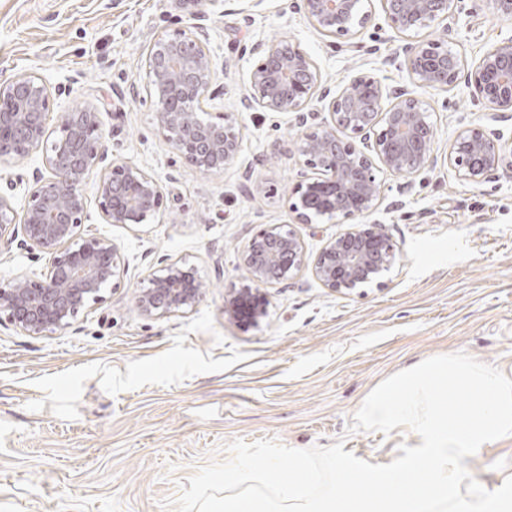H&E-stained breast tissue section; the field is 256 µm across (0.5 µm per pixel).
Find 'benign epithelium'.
<instances>
[{
    "instance_id": "7a95c632",
    "label": "benign epithelium",
    "mask_w": 512,
    "mask_h": 512,
    "mask_svg": "<svg viewBox=\"0 0 512 512\" xmlns=\"http://www.w3.org/2000/svg\"><path fill=\"white\" fill-rule=\"evenodd\" d=\"M398 33L411 37L457 9L458 0H379ZM321 36L336 44L351 40L371 23L363 0H293ZM196 23L160 37L146 60L150 85L158 94L155 120L167 133L184 165L218 171L241 151L228 117L204 120L197 109L210 96L214 80L205 48L204 13H191ZM260 62L250 75L242 103L267 112L312 111V100L328 114L324 125L297 143L311 173L292 194L289 209L297 223L311 224L329 216L348 224L326 242L312 262V275L331 292L350 294L380 279L397 260V250L380 224L365 219L381 198L377 173L407 177L438 162L429 110L404 86L389 87L365 73L354 75L336 92L321 85L313 57L290 40L258 45ZM452 51L436 40H416L405 47L403 65L413 85L435 90L456 86L460 67ZM470 87L490 112H512V41L500 44L475 64ZM0 162L43 149L44 170L28 185L21 219L12 197L0 193V246L17 244L37 251L46 271L37 279L18 276L0 282V320L31 336L69 328L85 309L103 301L120 285L126 259L111 238L83 234L88 208L83 186L89 173L100 171L96 200L105 223L139 226L163 206L159 183L138 166L108 160L99 134V113L92 107L61 115L60 136L46 130L49 89L33 73L0 87ZM360 138V144L354 139ZM443 162L459 179L481 184L492 174L512 178V147L480 124L461 128L449 143ZM241 262L247 283L225 300L231 316L245 314L257 323L266 316L264 288L294 280L305 266L300 239L283 225H267L247 242ZM207 285L177 261L149 275L136 304L141 314L165 316L191 310Z\"/></svg>"
}]
</instances>
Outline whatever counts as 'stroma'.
<instances>
[{"label":"stroma","instance_id":"stroma-1","mask_svg":"<svg viewBox=\"0 0 512 512\" xmlns=\"http://www.w3.org/2000/svg\"><path fill=\"white\" fill-rule=\"evenodd\" d=\"M460 14L422 31L447 41L464 65L512 39V18L487 0H459ZM206 0L205 46L215 74L206 117L228 115L242 148L223 170L184 166L155 122L145 59L161 36L192 24L177 0H0V85L38 74L51 91L47 124L86 106L100 113L109 157L146 171L163 206L146 224L105 223L98 173L84 184L85 227L121 248L128 268L103 303L68 329L30 336L0 324V512H164L183 483L231 459L229 445L264 438L298 449L343 443L387 464L408 431H353L362 399L422 360L464 352L512 374V178L474 185L436 165L420 175L381 176L371 222L384 225L397 261L381 285L343 295L310 267L293 284L267 288L257 324L225 311L245 276L241 253L267 224L291 225L315 257L344 225L297 223L289 198L304 165L296 150L306 123L294 114L243 109L258 44L288 37L312 55L323 84L342 89L358 72L409 85L394 57L405 43L378 0L375 23L353 47H333L291 0ZM430 112L438 151L464 126L512 139V112H488L466 78L449 91H415ZM41 151L0 165V190L24 205ZM209 283L190 311L147 317L137 291L168 262ZM493 486L512 473V437L467 460Z\"/></svg>","mask_w":512,"mask_h":512}]
</instances>
